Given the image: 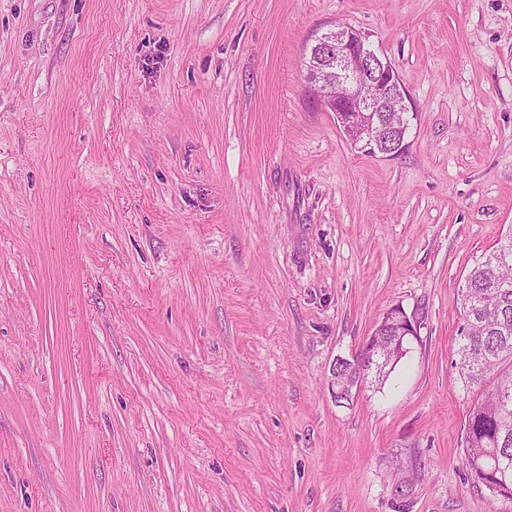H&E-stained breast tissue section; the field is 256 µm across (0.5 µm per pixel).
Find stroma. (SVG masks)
<instances>
[{
	"label": "stroma",
	"instance_id": "1",
	"mask_svg": "<svg viewBox=\"0 0 512 512\" xmlns=\"http://www.w3.org/2000/svg\"><path fill=\"white\" fill-rule=\"evenodd\" d=\"M334 24L413 99L398 156L307 91ZM511 229L512 0H0V512H512L451 365ZM400 308V316L399 310L397 308H391L386 312V316L384 317V321L377 323L374 331L371 336H379L380 342V352L382 354H388L389 351H392V355L390 359L387 361L386 366L391 365L389 370L394 369L395 366L400 362L402 358H404L409 352V347L405 354L401 352V348L397 347L398 336L403 335L402 330L405 329L404 326H400L399 323L401 321L400 317L406 321V324L410 322V319L407 317L405 311ZM384 367V369L386 368ZM339 363L349 364L352 362L344 358L337 359L334 365V373H336V364ZM373 366L374 368H376V365L374 364V358L370 353H368L367 355L364 356V358H362V360H360L356 364L352 363L345 369L339 368L340 373H336V376L332 379L333 390L335 392V395L338 397L337 399L339 402H343L342 399L345 397V390H349L352 392L353 388L351 387V385H344L343 381H341L336 391V378L342 375L346 381L352 382L354 386H358V384L360 386V384L365 382V380L368 378L369 372L373 369ZM376 371L379 372L380 376L382 370L377 369Z\"/></svg>",
	"mask_w": 512,
	"mask_h": 512
}]
</instances>
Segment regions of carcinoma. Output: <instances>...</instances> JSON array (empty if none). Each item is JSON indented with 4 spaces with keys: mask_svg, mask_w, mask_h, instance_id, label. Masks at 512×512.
I'll return each mask as SVG.
<instances>
[{
    "mask_svg": "<svg viewBox=\"0 0 512 512\" xmlns=\"http://www.w3.org/2000/svg\"><path fill=\"white\" fill-rule=\"evenodd\" d=\"M462 318L452 365L466 393L472 395L462 447L466 468L474 483L485 486L506 480L503 491L512 502V232L476 260L461 289ZM372 335L380 352L391 354L396 366L405 354L397 347L403 335L399 310L391 308ZM367 354L340 370L360 385L373 369Z\"/></svg>",
    "mask_w": 512,
    "mask_h": 512,
    "instance_id": "cac0c4a2",
    "label": "carcinoma"
}]
</instances>
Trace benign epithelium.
Returning <instances> with one entry per match:
<instances>
[{
    "label": "benign epithelium",
    "mask_w": 512,
    "mask_h": 512,
    "mask_svg": "<svg viewBox=\"0 0 512 512\" xmlns=\"http://www.w3.org/2000/svg\"><path fill=\"white\" fill-rule=\"evenodd\" d=\"M307 56V89L336 113L350 142L377 147L404 135L415 112L411 96L390 59L366 36L335 25L311 39Z\"/></svg>",
    "instance_id": "7a95c632"
}]
</instances>
